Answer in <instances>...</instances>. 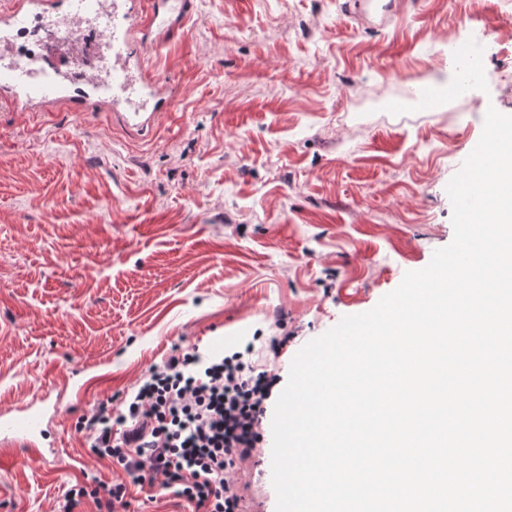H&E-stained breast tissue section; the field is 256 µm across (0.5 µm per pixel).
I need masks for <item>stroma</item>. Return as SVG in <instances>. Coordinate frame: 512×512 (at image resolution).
<instances>
[{
	"label": "stroma",
	"instance_id": "stroma-1",
	"mask_svg": "<svg viewBox=\"0 0 512 512\" xmlns=\"http://www.w3.org/2000/svg\"><path fill=\"white\" fill-rule=\"evenodd\" d=\"M194 3L147 50L173 95L153 136L0 109V410L48 422L44 454L0 470V512L124 481L78 423L174 347L250 343L287 383L306 343L452 242L447 185L488 108L512 116V0ZM478 30L490 78L468 85L448 43ZM271 459L231 474L247 510L276 512L252 480Z\"/></svg>",
	"mask_w": 512,
	"mask_h": 512
}]
</instances>
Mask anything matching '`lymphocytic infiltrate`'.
I'll list each match as a JSON object with an SVG mask.
<instances>
[{
    "instance_id": "f902f5d3",
    "label": "lymphocytic infiltrate",
    "mask_w": 512,
    "mask_h": 512,
    "mask_svg": "<svg viewBox=\"0 0 512 512\" xmlns=\"http://www.w3.org/2000/svg\"><path fill=\"white\" fill-rule=\"evenodd\" d=\"M276 382L239 352L174 351L150 368L119 413L103 405L83 419L94 453L116 461L127 482L74 486L57 512H75L87 497L99 512H122L130 482L158 484L192 512H242L229 475L259 448Z\"/></svg>"
}]
</instances>
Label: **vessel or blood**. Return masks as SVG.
<instances>
[{
  "label": "vessel or blood",
  "instance_id": "vessel-or-blood-1",
  "mask_svg": "<svg viewBox=\"0 0 512 512\" xmlns=\"http://www.w3.org/2000/svg\"><path fill=\"white\" fill-rule=\"evenodd\" d=\"M191 11V0H0V26L17 24L28 13L51 24L104 21L110 32L106 49L116 61L81 75L67 67L31 71L1 64L0 106L110 112L126 130L152 132L171 100L146 59L144 39L157 29L179 30ZM41 432L42 418L29 408L1 412L0 467L10 466L17 450L33 447Z\"/></svg>",
  "mask_w": 512,
  "mask_h": 512
}]
</instances>
